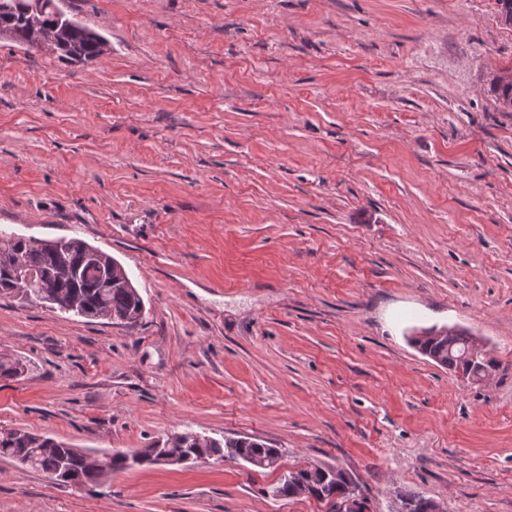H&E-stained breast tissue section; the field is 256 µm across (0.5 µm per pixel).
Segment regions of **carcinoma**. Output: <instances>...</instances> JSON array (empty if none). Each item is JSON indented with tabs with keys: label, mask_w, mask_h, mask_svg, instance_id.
<instances>
[{
	"label": "carcinoma",
	"mask_w": 512,
	"mask_h": 512,
	"mask_svg": "<svg viewBox=\"0 0 512 512\" xmlns=\"http://www.w3.org/2000/svg\"><path fill=\"white\" fill-rule=\"evenodd\" d=\"M32 0H0V35L28 50L48 51L66 60L90 59L104 54L109 43L101 34L71 19L59 21L58 0H41L42 8L29 10ZM71 238L53 247L51 241L37 238L18 239L15 233L0 229V294H20L35 298L59 310L65 306L84 318L122 320L137 313L143 299L132 285L123 266L111 254ZM19 269L35 271L38 277L29 281L18 279ZM456 345L437 340L425 331L410 339L422 355L462 373L466 379L475 375L471 362L465 358L470 349L468 334L454 330ZM25 364L18 358L0 356V378L14 379ZM137 467L157 464V456L177 459L191 457L198 461L212 457L241 459L253 466L267 468L276 465L280 451L252 437L218 439L204 435L197 439L190 432L171 434L160 449L140 448ZM0 457L22 461V465L41 471L60 485L77 488L101 484L112 474L131 467L126 454H103L100 460L88 457V452L73 448L53 438L26 431L0 430ZM352 476L331 467L300 468L275 488L279 496L300 494L318 500L335 497L342 500L356 491ZM437 502L418 494L401 497V512H436Z\"/></svg>",
	"instance_id": "1"
}]
</instances>
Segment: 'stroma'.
Returning a JSON list of instances; mask_svg holds the SVG:
<instances>
[{"label":"stroma","mask_w":512,"mask_h":512,"mask_svg":"<svg viewBox=\"0 0 512 512\" xmlns=\"http://www.w3.org/2000/svg\"><path fill=\"white\" fill-rule=\"evenodd\" d=\"M110 48L0 38V228L79 238L134 325L0 295V429L98 453L254 437L88 490L0 458V512H332L273 490L337 466L366 512H512V70L495 0H68ZM482 339L474 384L408 342ZM195 432H175L171 434L163 448H140L128 452L139 454L140 460L134 469L143 466L157 465L158 455L170 456L177 459L190 456L191 461L210 459H224L231 457L260 468L276 465L280 458L278 448H272L262 440L252 437L236 439H218L208 435H202L201 440L192 436ZM197 434V433H195ZM157 452V453H156ZM156 453V454H155Z\"/></svg>","instance_id":"obj_1"}]
</instances>
